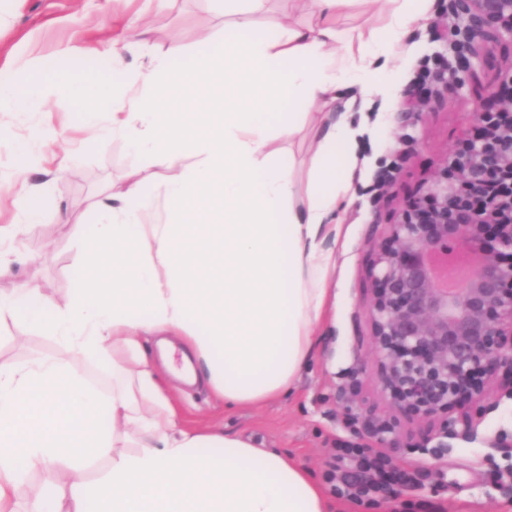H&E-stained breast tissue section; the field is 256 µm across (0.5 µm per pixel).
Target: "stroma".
Listing matches in <instances>:
<instances>
[{
	"instance_id": "35a3bbf8",
	"label": "stroma",
	"mask_w": 512,
	"mask_h": 512,
	"mask_svg": "<svg viewBox=\"0 0 512 512\" xmlns=\"http://www.w3.org/2000/svg\"><path fill=\"white\" fill-rule=\"evenodd\" d=\"M451 0H436L432 10L410 29L406 41L415 52L396 62L391 111L368 112L372 133L359 140L360 165L351 198L337 214L341 233L332 248L336 272L330 281L336 297L319 330L313 362L286 397L260 409H225L204 384H178L176 400L187 425L219 423L225 432L251 438L267 451L294 456L323 488L337 512H512V449L492 448L488 441L512 435V399H503L478 426L474 439H452L432 457L420 445L427 423L402 418L406 441L415 450L389 449L394 480L405 492L380 497L378 504L356 499L352 483L368 479L358 458L340 455L341 446L356 442L368 425L392 408L377 378V360L369 322L370 268L375 254L397 223L408 200L420 195L470 132L473 113L500 111L506 99L478 97L512 67V36L485 45L470 83L461 85L453 70L454 44L447 35ZM148 23L152 43L166 47L179 33L189 50L207 34L224 37V15L216 0H0V80L43 93L25 112H0V225L18 224L22 232L13 249V279L28 281L49 298L70 296L82 252L77 225L94 221L90 208L113 182L148 168L149 163L119 137L89 139L92 119L75 95L51 91L56 72L88 67L82 50L106 36L122 34L127 25ZM441 59L443 80L429 84L420 106L406 102L416 86L420 64ZM55 135L40 153L27 151L42 128ZM395 180L380 182L384 171ZM29 194L42 203V220L26 224L14 203ZM66 210L68 223L57 221ZM13 279H1L9 292ZM37 354L53 356L96 385L112 392L111 359H88L57 337L12 319L0 321V360L24 364ZM359 415L350 425L348 413Z\"/></svg>"
}]
</instances>
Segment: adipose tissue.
Returning a JSON list of instances; mask_svg holds the SVG:
<instances>
[{"label": "adipose tissue", "mask_w": 512, "mask_h": 512, "mask_svg": "<svg viewBox=\"0 0 512 512\" xmlns=\"http://www.w3.org/2000/svg\"><path fill=\"white\" fill-rule=\"evenodd\" d=\"M269 0H224V40L186 53L179 41L133 70L122 52L146 42L127 27L87 53L114 70L111 87L69 84L154 171L113 185L96 209L107 221L84 236L72 295L34 297L26 282L0 295V319L26 321L89 358H111V395L51 357L0 364V512H333L296 458L266 451L223 426H185L143 349L166 332L191 353L225 408H259L296 385L331 304L330 238L358 167L356 103L390 109L392 61L434 0H389L388 37L339 26L354 4L281 0L302 24L259 26ZM182 59L181 69L171 62ZM214 91L208 112L194 94ZM301 109L281 116L283 103ZM314 132L306 187L274 150L302 127ZM191 156L181 164L182 156ZM55 471L35 487L28 475Z\"/></svg>", "instance_id": "1"}]
</instances>
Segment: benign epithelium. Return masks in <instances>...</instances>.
Masks as SVG:
<instances>
[{
    "mask_svg": "<svg viewBox=\"0 0 512 512\" xmlns=\"http://www.w3.org/2000/svg\"><path fill=\"white\" fill-rule=\"evenodd\" d=\"M469 48L457 69L473 73L480 49L512 34V0H455ZM463 255L456 288L436 260ZM369 318L379 383L397 411L446 439L474 432L512 398V114L473 113V131L425 193L391 225L372 268ZM369 454L403 441L393 415L370 428Z\"/></svg>",
    "mask_w": 512,
    "mask_h": 512,
    "instance_id": "1",
    "label": "benign epithelium"
}]
</instances>
